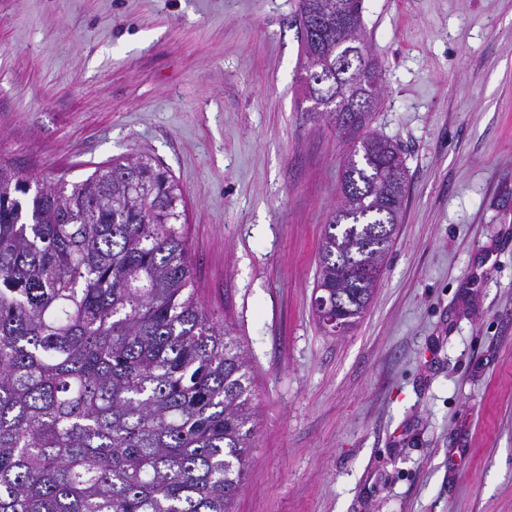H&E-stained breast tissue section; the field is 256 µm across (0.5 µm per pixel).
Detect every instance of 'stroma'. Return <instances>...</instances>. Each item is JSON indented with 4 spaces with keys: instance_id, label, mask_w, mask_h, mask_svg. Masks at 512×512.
Instances as JSON below:
<instances>
[{
    "instance_id": "1",
    "label": "stroma",
    "mask_w": 512,
    "mask_h": 512,
    "mask_svg": "<svg viewBox=\"0 0 512 512\" xmlns=\"http://www.w3.org/2000/svg\"><path fill=\"white\" fill-rule=\"evenodd\" d=\"M364 32L408 185L346 335L312 302L349 145L304 100L298 0H0V157L174 176L255 372L235 512H512V0H364Z\"/></svg>"
}]
</instances>
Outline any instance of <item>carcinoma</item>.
I'll return each mask as SVG.
<instances>
[{
    "instance_id": "carcinoma-1",
    "label": "carcinoma",
    "mask_w": 512,
    "mask_h": 512,
    "mask_svg": "<svg viewBox=\"0 0 512 512\" xmlns=\"http://www.w3.org/2000/svg\"><path fill=\"white\" fill-rule=\"evenodd\" d=\"M311 111L352 143L313 306L363 317L392 249L403 152L369 130L380 74L336 70L363 0H300ZM181 190L148 155L31 190L0 161V512H233L255 434L254 376L197 297ZM358 303L336 307V296Z\"/></svg>"
}]
</instances>
